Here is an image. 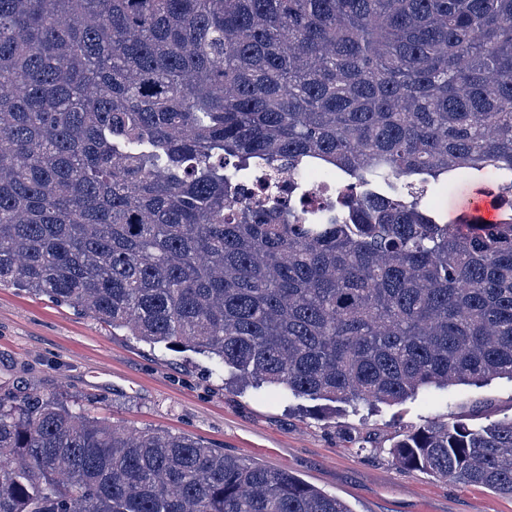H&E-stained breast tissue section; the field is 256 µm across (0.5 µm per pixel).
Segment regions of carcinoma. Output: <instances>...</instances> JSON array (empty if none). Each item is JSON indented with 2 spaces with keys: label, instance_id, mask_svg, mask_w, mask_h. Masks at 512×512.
<instances>
[{
  "label": "carcinoma",
  "instance_id": "1",
  "mask_svg": "<svg viewBox=\"0 0 512 512\" xmlns=\"http://www.w3.org/2000/svg\"><path fill=\"white\" fill-rule=\"evenodd\" d=\"M339 179L239 206L249 166ZM497 170L499 220L432 184ZM295 398L512 379V0H0V286ZM395 463L512 497V417ZM0 512H350L188 434L0 397Z\"/></svg>",
  "mask_w": 512,
  "mask_h": 512
}]
</instances>
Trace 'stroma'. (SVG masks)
Listing matches in <instances>:
<instances>
[{
  "label": "stroma",
  "instance_id": "stroma-1",
  "mask_svg": "<svg viewBox=\"0 0 512 512\" xmlns=\"http://www.w3.org/2000/svg\"><path fill=\"white\" fill-rule=\"evenodd\" d=\"M496 170L457 179L427 201L455 219L494 200ZM57 396L89 416L138 430L188 433L225 453L343 500L351 512H512V497L397 466L393 441L428 422L481 427L512 416V381L430 388L395 405H337L268 387L236 388L230 372L192 352L149 345L111 326L10 285L0 287V393Z\"/></svg>",
  "mask_w": 512,
  "mask_h": 512
}]
</instances>
